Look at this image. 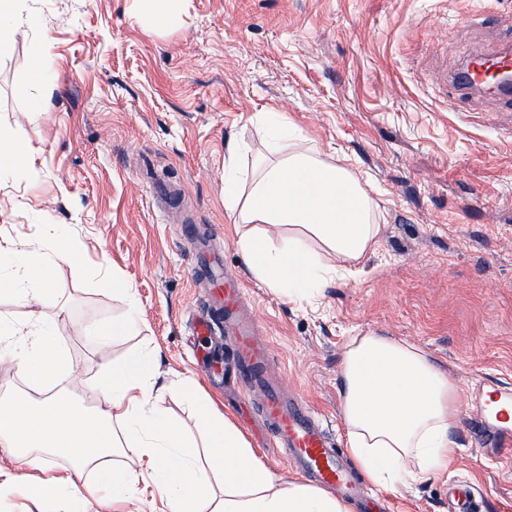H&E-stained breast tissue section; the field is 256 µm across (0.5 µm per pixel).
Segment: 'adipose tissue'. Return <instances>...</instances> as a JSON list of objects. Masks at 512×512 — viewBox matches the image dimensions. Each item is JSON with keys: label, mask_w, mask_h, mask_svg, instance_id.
<instances>
[{"label": "adipose tissue", "mask_w": 512, "mask_h": 512, "mask_svg": "<svg viewBox=\"0 0 512 512\" xmlns=\"http://www.w3.org/2000/svg\"><path fill=\"white\" fill-rule=\"evenodd\" d=\"M229 218L236 224H263L266 234L244 235L239 247L253 277L291 295L307 287L319 295L337 266L372 253L381 226L378 204L351 169L316 156L290 152L254 176L246 191L229 187ZM287 227V248L271 251V236ZM315 237L324 254L306 251L299 237ZM17 294L36 297L49 285L58 262L71 259L77 244L56 234L40 254L9 244ZM23 375L42 389L39 399L0 401V448L44 474V481L0 468V495L36 498L40 486L87 497L109 492L127 500L139 482L151 480L169 512H350L343 500L311 483L284 480L250 448L242 431L220 415L190 377L167 384L156 380V356L144 352L118 365H103L94 380L103 404L88 408L66 391L48 392L50 381L66 380L71 368L52 327L29 331ZM342 418L348 451L374 484L396 489L410 480L447 469L455 452L451 430L458 392L423 350L376 333L350 337L339 372ZM182 396L194 408L206 465H199L181 432L151 400L154 389ZM136 458L140 469L124 466ZM72 472L60 475L57 460ZM224 479L216 498L211 475Z\"/></svg>", "instance_id": "ef3b65f1"}]
</instances>
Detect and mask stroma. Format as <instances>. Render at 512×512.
I'll use <instances>...</instances> for the list:
<instances>
[{
  "mask_svg": "<svg viewBox=\"0 0 512 512\" xmlns=\"http://www.w3.org/2000/svg\"><path fill=\"white\" fill-rule=\"evenodd\" d=\"M179 15L167 22L169 10ZM477 12L474 23L457 16ZM512 0H17L0 37V142L28 167L0 171V244L79 242L39 300H18L0 260V318L55 327L94 407L104 360L153 351L158 380L195 378L250 447L291 479L270 431L237 383L231 354L210 374L212 342L191 321L203 284L179 225L224 248L271 343L273 359L347 450L338 374L348 337L376 332L424 348L459 393L446 471L383 494L395 512H450L448 487L476 492V512H512V457L496 435L492 388L512 391V107L488 95L449 108L431 76L494 48ZM26 95H19V87ZM277 112L305 137L283 151L348 159L381 210V237L354 274L318 299L288 298L250 273L243 226L225 210L224 176L248 183L273 152L256 116ZM243 150L229 161L227 145ZM120 276L135 292V330L101 351L89 325L123 319Z\"/></svg>",
  "mask_w": 512,
  "mask_h": 512,
  "instance_id": "1",
  "label": "stroma"
}]
</instances>
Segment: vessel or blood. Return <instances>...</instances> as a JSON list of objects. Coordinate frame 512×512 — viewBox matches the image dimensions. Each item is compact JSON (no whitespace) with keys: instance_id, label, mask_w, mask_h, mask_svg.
Wrapping results in <instances>:
<instances>
[{"instance_id":"1","label":"vessel or blood","mask_w":512,"mask_h":512,"mask_svg":"<svg viewBox=\"0 0 512 512\" xmlns=\"http://www.w3.org/2000/svg\"><path fill=\"white\" fill-rule=\"evenodd\" d=\"M509 70H512V35L502 39L497 50L475 54L453 74H438L434 80L440 85H452L464 95L483 91L512 106V86L496 83L497 74ZM189 260L193 275L208 278L214 284L212 291L203 296L211 311L200 317L196 330L208 336L220 332L231 337L233 356L244 386L254 399L262 421L285 449L290 464L320 487L358 500L361 512H383L381 501L363 492L316 414L301 398L289 393L280 371L270 369L271 345L261 336L255 315L246 310V296L238 277L225 272L220 254L196 249L190 253ZM473 499L474 492L466 483H455L450 489L452 512H471Z\"/></svg>"}]
</instances>
